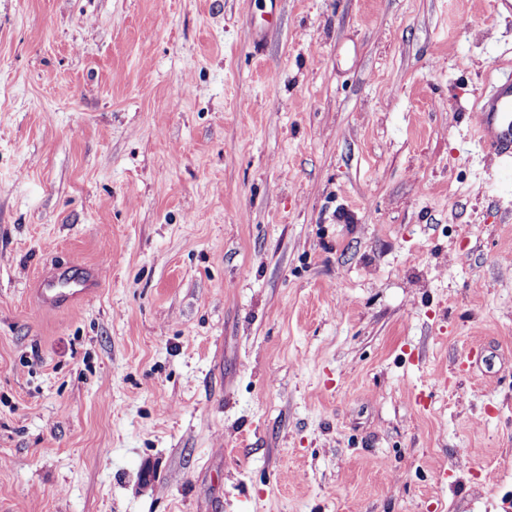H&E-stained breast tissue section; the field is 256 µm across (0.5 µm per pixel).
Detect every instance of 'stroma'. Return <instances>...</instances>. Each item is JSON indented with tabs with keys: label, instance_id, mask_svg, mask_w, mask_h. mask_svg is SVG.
<instances>
[{
	"label": "stroma",
	"instance_id": "stroma-1",
	"mask_svg": "<svg viewBox=\"0 0 512 512\" xmlns=\"http://www.w3.org/2000/svg\"><path fill=\"white\" fill-rule=\"evenodd\" d=\"M511 74L501 0H0V512H512ZM475 138L482 148L502 164L512 162V77L489 96L478 112ZM88 283L83 279H70L62 275L44 277L38 283L37 293L48 307L64 306L88 293Z\"/></svg>",
	"mask_w": 512,
	"mask_h": 512
}]
</instances>
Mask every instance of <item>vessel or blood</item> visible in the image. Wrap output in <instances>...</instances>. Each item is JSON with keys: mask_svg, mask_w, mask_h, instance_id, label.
<instances>
[{"mask_svg": "<svg viewBox=\"0 0 512 512\" xmlns=\"http://www.w3.org/2000/svg\"><path fill=\"white\" fill-rule=\"evenodd\" d=\"M475 137L490 156L505 165L512 163V77L484 97ZM37 293L46 306H64L87 295L88 285L81 279L52 275L40 280Z\"/></svg>", "mask_w": 512, "mask_h": 512, "instance_id": "1", "label": "vessel or blood"}]
</instances>
